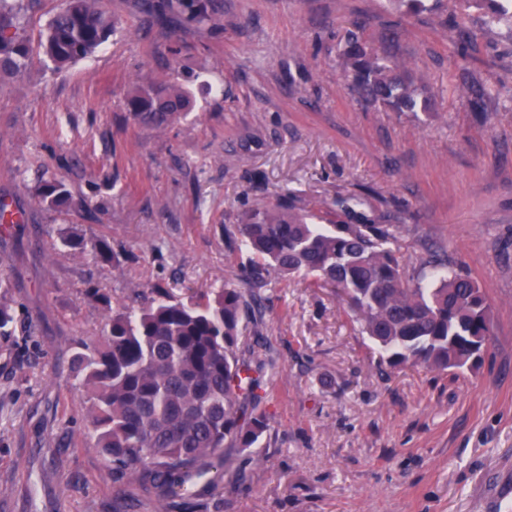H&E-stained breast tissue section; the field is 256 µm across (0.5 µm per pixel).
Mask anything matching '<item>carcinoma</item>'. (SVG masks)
<instances>
[{"mask_svg":"<svg viewBox=\"0 0 512 512\" xmlns=\"http://www.w3.org/2000/svg\"><path fill=\"white\" fill-rule=\"evenodd\" d=\"M0 0V78L20 75L30 45L18 32L14 4ZM462 26L472 7L485 23L512 28V0H458ZM147 14L164 9L196 22L214 20L218 0H140ZM112 28V17L93 0H65L39 46L64 68L94 53ZM359 97L396 112L429 111V100L404 65L353 43L344 52ZM132 120L163 128L188 111L182 87L155 79L126 99ZM34 197L62 211L67 185L42 179ZM295 204H257L237 230L253 257L244 268L252 285L231 284L193 292L186 298L167 288L141 292L138 308L112 313L99 336L80 344L73 358L76 378L89 399V426L112 473L140 484L159 502L186 491L193 478H207L212 462H223L227 482L242 484L247 473L229 450L259 447L270 429L263 376L275 368L263 353L262 312L255 287L270 273L304 275L329 288L356 315L361 332L381 350L391 369L419 363L435 371L477 367L491 337L492 304L467 275L433 265L426 284L404 276L405 252L397 226L313 224ZM95 263L118 257L106 238L91 246ZM11 306L0 301V335L13 332Z\"/></svg>","mask_w":512,"mask_h":512,"instance_id":"1","label":"carcinoma"}]
</instances>
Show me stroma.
I'll use <instances>...</instances> for the list:
<instances>
[{
	"label": "stroma",
	"mask_w": 512,
	"mask_h": 512,
	"mask_svg": "<svg viewBox=\"0 0 512 512\" xmlns=\"http://www.w3.org/2000/svg\"><path fill=\"white\" fill-rule=\"evenodd\" d=\"M216 22L153 18L101 0L114 21L92 55L59 70L38 43L63 0H23L34 45L0 79V197L22 217L0 235L15 330L0 336V512H158L114 481L93 446L73 380L78 342L105 312L86 290L134 305L152 286L187 296L237 282L250 254L236 225L258 203L293 199L327 219L393 224L406 275L431 258L469 274L492 303V341L474 371L379 368L345 306L301 277L260 289L271 430L240 453L246 485L219 483L223 512H500L512 487V30L472 15L457 55L455 0L405 16L388 0H223ZM403 61L432 108L359 100L348 40ZM181 84L191 110L156 129L129 119L136 85ZM489 94L474 100L468 89ZM63 179L68 211L38 204ZM108 238L117 264L63 247Z\"/></svg>",
	"instance_id": "stroma-1"
}]
</instances>
